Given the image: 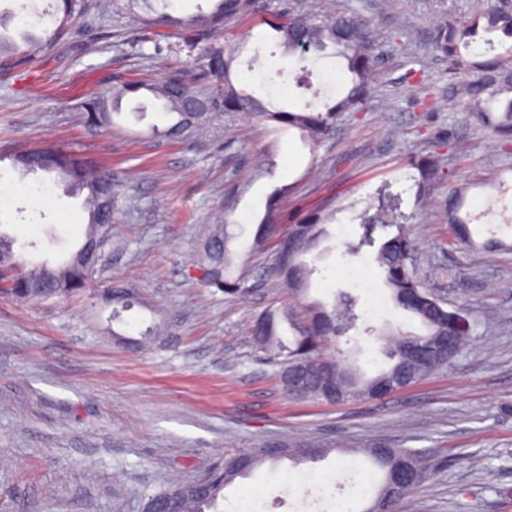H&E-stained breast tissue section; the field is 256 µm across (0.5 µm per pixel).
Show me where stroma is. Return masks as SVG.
Returning <instances> with one entry per match:
<instances>
[{
	"label": "stroma",
	"instance_id": "stroma-1",
	"mask_svg": "<svg viewBox=\"0 0 512 512\" xmlns=\"http://www.w3.org/2000/svg\"><path fill=\"white\" fill-rule=\"evenodd\" d=\"M271 2L357 13L382 40L408 23L414 52L382 53L368 109L344 114L339 132L318 143L294 128L252 125L241 112L215 113L168 138L160 131L177 117L161 112L148 86L174 74L204 93L214 86L179 28L142 19L207 11L213 0H152L147 8L69 0L64 27L57 0H0V32L20 45L50 42L30 58L0 60V231L14 241L18 270L31 260L52 267L69 260L89 214L83 194L57 174L15 169L9 156L17 148L76 154L122 181L134 201L116 215L85 294L44 301L0 294V512H143L159 487L193 480L238 449L281 441L332 451L300 465H263L225 489L219 512L244 503L251 512H336L340 502L361 512L372 487L353 451L378 442L414 449L435 469L413 490L409 512H512V156L452 106L448 63L428 49L443 21L463 19L480 0ZM214 40L236 55V86L269 109L332 103L348 87L343 58L288 55L259 19L228 24ZM410 70L425 74L432 111L415 105L403 81ZM127 82L144 89L123 98L113 124L88 125L86 102ZM436 133L450 140L448 166L423 206L410 190V157ZM261 153L272 159V175L251 179L236 211L225 214L226 181L250 178L249 161ZM386 185L403 195L421 277L468 312L470 344L447 367L381 401L292 399L248 335L260 312L288 300L267 275L273 250L251 249L257 223L280 187L289 215L332 211L328 237L305 257L315 269L310 300L330 305L346 293L376 332L419 334V320L394 307L371 251L346 252L359 213ZM456 190L462 214L485 220L469 242L448 218ZM223 218L252 273L243 297L206 287L195 265L209 226ZM115 280L137 298L118 321L101 298ZM161 316L175 322L176 334L152 351L112 339L139 337ZM330 351L369 377L388 365L374 335L338 338ZM472 457L479 467L469 465Z\"/></svg>",
	"mask_w": 512,
	"mask_h": 512
}]
</instances>
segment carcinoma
I'll list each match as a JSON object with an SVG mask.
<instances>
[{
	"label": "carcinoma",
	"instance_id": "cac0c4a2",
	"mask_svg": "<svg viewBox=\"0 0 512 512\" xmlns=\"http://www.w3.org/2000/svg\"><path fill=\"white\" fill-rule=\"evenodd\" d=\"M266 13L264 23L277 33L279 44L288 52L305 57L309 53L320 54L333 47L346 60L351 74L350 86L344 96L334 104L320 106L311 103L303 112L278 110L271 112L257 97L238 89L232 80L234 56L225 46L213 42V32L223 24ZM162 22L178 27L184 32L188 47L201 48L206 74L215 82L212 95L201 96L180 76L173 75L149 88L165 108L178 115V121L165 135L178 137L187 133L200 121L219 111L226 115L246 112L251 120L275 128L294 127L310 141L317 142L336 132L337 120L345 112H361L376 79L375 63L379 56V45L372 33V25L364 17L350 14H319L307 11L282 12L268 7L259 8L256 0H214L209 12L199 11L187 17L165 15ZM482 42L497 44L501 52L478 60L471 55L473 45ZM431 53L448 61L449 69L456 80L449 87V101L460 107L469 120L487 133L500 145H512V8L504 0H482V3L463 20H450L441 25L429 46ZM142 89L137 83H125L116 89L112 98H96L87 104L85 119L90 125L108 124L121 100ZM193 100L203 101L207 109L197 113L188 121L185 109ZM447 142L437 140L432 146L415 157L413 166L418 172L414 180L416 197L424 201L431 180L434 179L447 160ZM12 164L19 170L37 171L44 167L72 181L79 189L87 191L86 204L89 223L86 236L97 232V225L112 224L118 210L120 197L118 186L106 175L94 174L76 158L53 150L23 147L11 156ZM245 185L231 181L224 188V212L234 211ZM286 193L281 188L268 205L252 244V249L262 251L271 238V226L279 222V204ZM399 195L383 189L377 202L367 205L360 214L362 233L358 240L347 245V252L358 256L366 247H374L377 230L396 228V233L377 247L374 261L384 274V282L394 304L416 317L426 333L415 337L420 343H436L444 336H451L454 350L448 354L438 352L434 356L419 360L402 347V337L391 341L387 356L391 364L372 377L357 373L342 357H328L321 367V386L311 388L291 397L301 400H319L342 404L350 399H382L400 390L397 384L399 373L406 372L412 381H420L450 363L466 346L472 334V325L464 309L448 305L440 296L427 287L413 263L417 249L416 241L406 226L397 221ZM327 217L311 213L294 224L292 242L277 249V262L271 275L282 282L294 302L304 309V316L292 305L272 307L260 313L251 323L249 335L252 345L266 355L275 366L282 368L291 362H307L317 358L336 337L356 326L358 315L352 312V301L343 297L332 308L307 301L310 278L315 268L308 266L302 257L314 249L324 233L323 222ZM211 233L223 240V249L198 252L197 266L209 270L205 277L208 286L229 296L248 291L249 269L237 261L232 248L233 233L225 224H213ZM12 238L0 232V266L13 268L16 257L9 248ZM29 273L43 278L54 291L48 297H62L83 292L88 288L87 269L70 259L56 268L39 266ZM112 303L122 313L131 309L136 300L129 289L112 287ZM288 321L293 336L285 342L278 334V325ZM167 324L159 320L148 327L138 339L131 338L126 344L143 348L161 339L167 333ZM371 463L378 475L374 482L371 501L379 498L388 502L389 509L403 500L413 489L424 485L433 476L432 467L411 448H393L390 455L380 454L376 445L358 448ZM398 457L414 459L418 477L402 488L390 485L391 462ZM290 459L296 463L309 460L302 454H275L268 448L248 453H238L225 458L213 468L210 475L211 493L200 494L193 483L166 485L148 499L177 495L180 512H215L224 489L238 478L250 476L262 464H272Z\"/></svg>",
	"mask_w": 512,
	"mask_h": 512
}]
</instances>
